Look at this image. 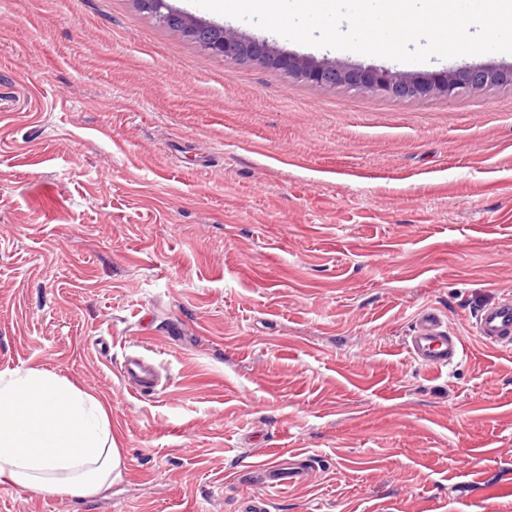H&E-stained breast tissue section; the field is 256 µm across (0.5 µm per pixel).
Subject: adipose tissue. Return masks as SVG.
Instances as JSON below:
<instances>
[{"label":"adipose tissue","mask_w":512,"mask_h":512,"mask_svg":"<svg viewBox=\"0 0 512 512\" xmlns=\"http://www.w3.org/2000/svg\"><path fill=\"white\" fill-rule=\"evenodd\" d=\"M123 470L101 399L50 370L0 372V479L79 496L107 491Z\"/></svg>","instance_id":"obj_1"}]
</instances>
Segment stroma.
Masks as SVG:
<instances>
[{
  "label": "stroma",
  "mask_w": 512,
  "mask_h": 512,
  "mask_svg": "<svg viewBox=\"0 0 512 512\" xmlns=\"http://www.w3.org/2000/svg\"><path fill=\"white\" fill-rule=\"evenodd\" d=\"M278 51L297 44L168 0ZM512 86L393 98L225 60L136 0H0V370L102 399L125 457L100 495L0 482V512H512ZM436 309L463 357L405 345ZM153 357L136 395L118 367ZM302 461L264 487L255 465ZM474 333L490 348L512 346V298L484 306L475 314ZM120 374L126 386L136 394H152L161 384L158 366L142 353L126 354L120 365ZM260 468H263L265 483L270 487L298 483L305 480L309 474L306 467L284 468L274 462H261Z\"/></svg>",
  "instance_id": "35a3bbf8"
}]
</instances>
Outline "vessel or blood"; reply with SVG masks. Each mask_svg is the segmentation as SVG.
I'll return each instance as SVG.
<instances>
[{
  "label": "vessel or blood",
  "mask_w": 512,
  "mask_h": 512,
  "mask_svg": "<svg viewBox=\"0 0 512 512\" xmlns=\"http://www.w3.org/2000/svg\"><path fill=\"white\" fill-rule=\"evenodd\" d=\"M474 333L490 348L512 346V298L484 306L475 314ZM407 349L420 364L442 369L451 366L464 351L461 337L456 336L441 315L430 309L420 310L414 329L406 340ZM120 374L126 386L138 394L154 393L161 383L159 368L149 356L131 352L124 356ZM265 483L275 487L305 480L309 474L305 467H282L274 462L263 466Z\"/></svg>",
  "instance_id": "vessel-or-blood-1"
}]
</instances>
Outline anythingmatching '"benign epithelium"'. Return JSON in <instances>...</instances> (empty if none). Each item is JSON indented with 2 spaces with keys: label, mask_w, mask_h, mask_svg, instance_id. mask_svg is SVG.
I'll return each mask as SVG.
<instances>
[{
  "label": "benign epithelium",
  "mask_w": 512,
  "mask_h": 512,
  "mask_svg": "<svg viewBox=\"0 0 512 512\" xmlns=\"http://www.w3.org/2000/svg\"><path fill=\"white\" fill-rule=\"evenodd\" d=\"M163 24H176L181 33L208 52L230 60L273 65L302 81L324 86L377 92L395 98H426L434 95L454 99L478 94L498 85H512V68L465 66L445 72L410 75L378 68H348L334 62L296 55H279L265 41L242 38L221 25L200 22L170 8L158 16Z\"/></svg>",
  "instance_id": "obj_1"
}]
</instances>
